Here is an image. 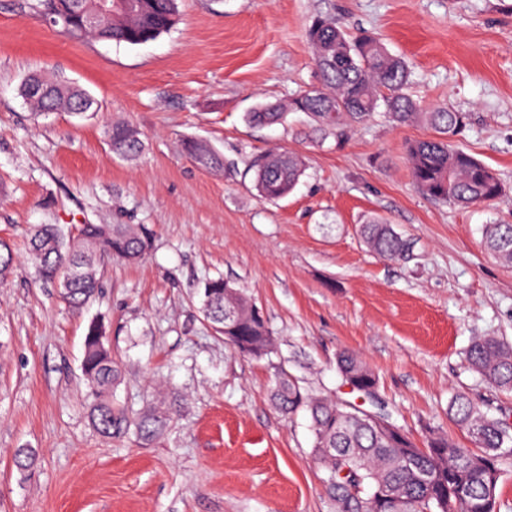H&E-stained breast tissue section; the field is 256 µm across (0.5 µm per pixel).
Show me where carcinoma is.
Wrapping results in <instances>:
<instances>
[{
  "instance_id": "carcinoma-1",
  "label": "carcinoma",
  "mask_w": 512,
  "mask_h": 512,
  "mask_svg": "<svg viewBox=\"0 0 512 512\" xmlns=\"http://www.w3.org/2000/svg\"><path fill=\"white\" fill-rule=\"evenodd\" d=\"M180 0H127L104 26L89 33L99 40L136 46L170 31L180 20ZM323 88L302 91L286 103L260 104L247 113L253 125L286 121L290 114L305 115L303 138L321 143L333 137L340 147L350 128L384 110L399 124L422 122L434 136L406 146L413 180L425 195L468 207L499 198L504 186L488 165L454 145L466 126L467 116L451 109L423 111L405 92L409 68L382 40L367 31L348 34L325 17L314 19L307 30ZM48 90L30 99L36 113L64 101L90 111L95 100L80 89L47 80ZM112 152L133 159L142 152L139 132L128 124L108 130ZM184 150L201 168L224 170V155L197 141L184 142ZM254 185L260 195L276 201L293 191L306 170L302 156L268 152L253 161ZM363 241L379 255L406 256L410 242L391 225L372 220L359 228ZM485 248L503 265L512 267V224H489ZM151 245L149 230L136 224H85L78 238L68 239L55 224L39 225L30 237V259L40 281L59 286L63 299L75 311L87 306L99 291L94 259L106 255L134 262ZM14 266L10 245L0 241V283ZM222 278L209 279L202 292L203 312L224 339L239 352L255 357L275 350V336L267 321L253 312V303L239 288L224 287ZM474 371L502 391H512V343L498 337L476 340L467 352ZM341 385L358 394L362 405L343 399L315 396L284 372L272 393L276 407L292 415L305 410L314 436L313 454L323 470L322 484L336 512H496L497 487L504 466L512 461V427L487 416L466 394H455L448 418L467 436L471 447H461L447 437L432 434L419 445L397 423L377 394L375 373L358 356L341 352L336 357ZM82 375L89 399V420L108 439L135 430L140 442L150 444L166 430L179 411L172 401L131 414L112 402L122 372L112 359L104 328L92 322L84 338ZM35 454L20 448L14 465L34 468Z\"/></svg>"
}]
</instances>
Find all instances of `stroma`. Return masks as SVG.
<instances>
[{"mask_svg": "<svg viewBox=\"0 0 512 512\" xmlns=\"http://www.w3.org/2000/svg\"><path fill=\"white\" fill-rule=\"evenodd\" d=\"M30 3L0 0V240L15 253L0 287V512H334L307 416H283L270 390L285 369L334 395L344 350L377 373L416 440L435 429L467 445L448 417L458 392L512 423V392L465 357L478 338L512 341V268L482 244L484 225L512 224V0H181L179 23L136 46L72 38ZM319 16L404 57L424 109L467 113L457 145L495 170L504 196L461 208L420 193L404 147L429 137L421 124L378 117L340 147L299 138L293 114L250 126L256 105L320 86L306 37ZM33 72L85 90L97 112L34 117L20 93ZM115 123L138 130L136 160L113 155ZM190 137L230 171L195 164ZM279 150L307 168L268 201L249 163ZM372 219L412 243L408 258L370 250L359 226ZM39 224L72 236L142 224L152 247L138 263L98 257L99 293L76 314L35 279L26 243ZM218 277L262 311L276 353H241L205 318L201 291ZM93 320L122 369L116 404L180 402L152 445L104 439L89 422ZM19 448L37 457L26 475Z\"/></svg>", "mask_w": 512, "mask_h": 512, "instance_id": "stroma-1", "label": "stroma"}]
</instances>
